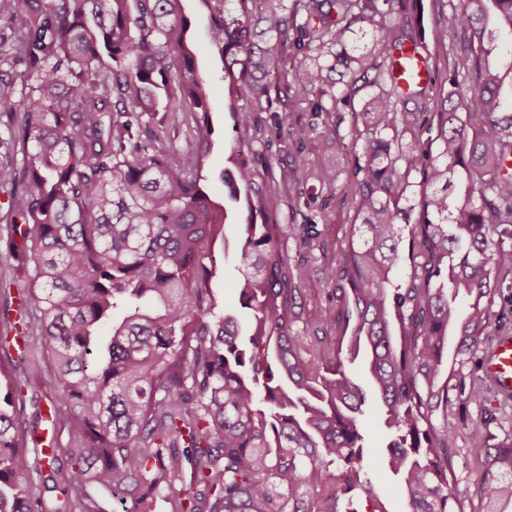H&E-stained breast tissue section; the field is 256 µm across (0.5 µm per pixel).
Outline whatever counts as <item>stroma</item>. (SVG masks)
<instances>
[{
	"instance_id": "stroma-1",
	"label": "stroma",
	"mask_w": 512,
	"mask_h": 512,
	"mask_svg": "<svg viewBox=\"0 0 512 512\" xmlns=\"http://www.w3.org/2000/svg\"><path fill=\"white\" fill-rule=\"evenodd\" d=\"M185 14L191 21L190 35L194 46L199 74L208 83L211 110L208 114L213 134L202 160L200 174L207 191L224 204L225 221L230 228L227 239L214 246L215 272L210 286L217 302L228 312L240 313L236 284L240 277L238 252L240 242L234 230L243 223L246 209L244 201H229L224 197L222 175L231 168L235 157L253 160L255 153L270 157L274 167L316 166L334 162L342 163L344 155L337 151L335 141L322 139L316 144L302 143L290 135H278L273 127V112H284L285 103L273 102L271 108L254 112L255 126L249 130L237 127L227 104V88L224 83V60L208 38V9L204 0H183ZM425 15V44L429 63L434 70L436 85H444L449 71L461 64V40L459 36L440 39L439 27L447 25L452 14L448 0H423ZM318 194L329 197L331 203L326 219L316 226L318 245L314 248L298 246L294 240L281 238L280 245L287 252L291 265L302 271L301 286L306 305H329L332 282L325 279L324 267L336 259L340 249L346 248L351 234L354 211L351 199L341 184L330 187L308 181L291 188L274 186L271 206L281 223L300 224L304 221L308 196ZM30 286L29 279L17 270L6 251L5 241L0 238V315H15L20 300ZM498 403L493 392H486L483 406H475L461 399H454L448 410V422L458 432L452 450L454 476L451 491L455 497L456 512H477L479 503L474 495L475 484L481 475L484 452L467 434L473 420L496 414Z\"/></svg>"
}]
</instances>
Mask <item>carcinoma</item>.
<instances>
[{
	"label": "carcinoma",
	"mask_w": 512,
	"mask_h": 512,
	"mask_svg": "<svg viewBox=\"0 0 512 512\" xmlns=\"http://www.w3.org/2000/svg\"><path fill=\"white\" fill-rule=\"evenodd\" d=\"M181 2L0 0L13 22L0 112L23 113L11 128L22 178L0 167V183H25L6 244L32 283L20 319L0 321V512H107L105 493L124 512H154L158 499L172 512H358L376 468L359 425L369 392L386 409L385 462L405 512H454L448 404L454 391L471 404L483 393L448 345L462 356L491 335L492 295L512 270L495 241L512 226V102L487 61L489 18L512 31V0L451 3L463 62L439 98L393 74L425 43L420 0H207L237 125L253 126L237 105L246 96L293 99L321 123L283 112L278 133L336 141L354 186L348 247L325 271L336 306L305 311L280 235L309 246L322 210L308 204L304 223L284 228L252 164L224 173V195L247 204L245 335L210 289L226 224L199 175L208 124L195 151L141 147L175 101L209 112ZM309 179L336 176L280 171L284 185ZM413 187L419 206L403 210ZM407 239L420 262L395 283ZM14 341L47 361L44 414H25L44 379L16 374ZM358 357L365 388L345 369ZM43 422L49 446L28 447ZM490 422L468 427L486 445L475 496L500 512L512 503V432L491 444Z\"/></svg>",
	"instance_id": "obj_1"
}]
</instances>
